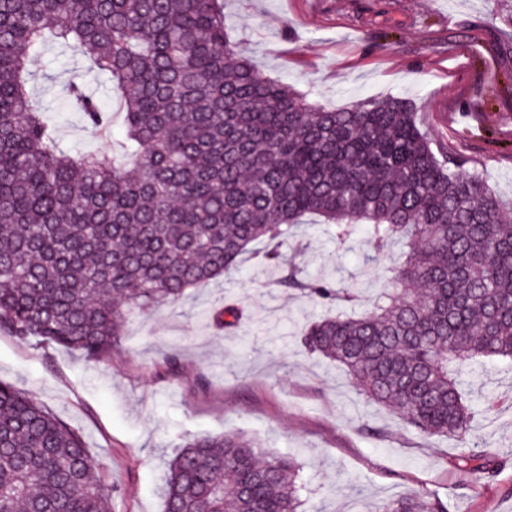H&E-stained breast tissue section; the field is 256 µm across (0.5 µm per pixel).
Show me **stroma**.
<instances>
[{"label": "stroma", "instance_id": "1", "mask_svg": "<svg viewBox=\"0 0 512 512\" xmlns=\"http://www.w3.org/2000/svg\"><path fill=\"white\" fill-rule=\"evenodd\" d=\"M224 22L258 72L332 108L400 97L431 138L475 164L512 200V28L497 0H224ZM33 92L54 111L62 148L108 151L104 138L65 108L80 71L97 95L104 75L74 52L49 49L33 61ZM288 251L308 277L343 282L369 306L401 251L375 267L357 238L337 253L324 224L298 227ZM274 267L245 262L223 285L208 284L176 307L129 316L108 362L0 333V382L35 396L83 437L110 474L112 512H162L166 463L185 438L240 432L266 453L291 454L313 512H359L363 502L428 491L448 512H512V463L477 484L456 469L452 437L428 438L368 403L336 364L307 354L300 330L330 314L289 293ZM245 310L217 328L220 297ZM476 411L471 438L512 450V362L465 361Z\"/></svg>", "mask_w": 512, "mask_h": 512}]
</instances>
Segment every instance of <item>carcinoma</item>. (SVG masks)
Instances as JSON below:
<instances>
[{"instance_id": "1", "label": "carcinoma", "mask_w": 512, "mask_h": 512, "mask_svg": "<svg viewBox=\"0 0 512 512\" xmlns=\"http://www.w3.org/2000/svg\"><path fill=\"white\" fill-rule=\"evenodd\" d=\"M77 50L67 103L112 156L60 149L31 92L49 45ZM470 161L433 146L404 99L329 109L260 75L226 31L219 0H0V332L107 362L127 316L174 306L238 270L260 241L282 245L305 217L357 235L375 263L406 251L361 313L311 322L300 346L339 366L370 403L484 479L458 365L512 360V224ZM281 285L328 304L349 288L311 280L274 250ZM233 328L241 310L214 316ZM300 463L240 433L199 436L167 464L163 512H306ZM0 512H112L109 474L36 397L0 383ZM359 512H448L433 493Z\"/></svg>"}]
</instances>
